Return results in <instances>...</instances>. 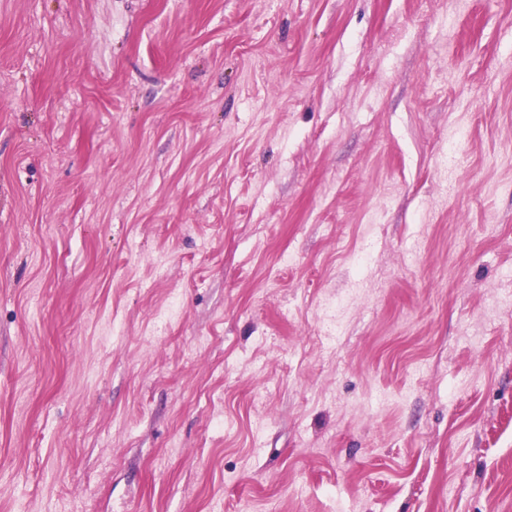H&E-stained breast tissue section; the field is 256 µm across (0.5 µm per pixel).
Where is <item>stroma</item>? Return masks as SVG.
Returning a JSON list of instances; mask_svg holds the SVG:
<instances>
[{
	"label": "stroma",
	"instance_id": "1",
	"mask_svg": "<svg viewBox=\"0 0 512 512\" xmlns=\"http://www.w3.org/2000/svg\"><path fill=\"white\" fill-rule=\"evenodd\" d=\"M0 512H512V0H0Z\"/></svg>",
	"mask_w": 512,
	"mask_h": 512
}]
</instances>
